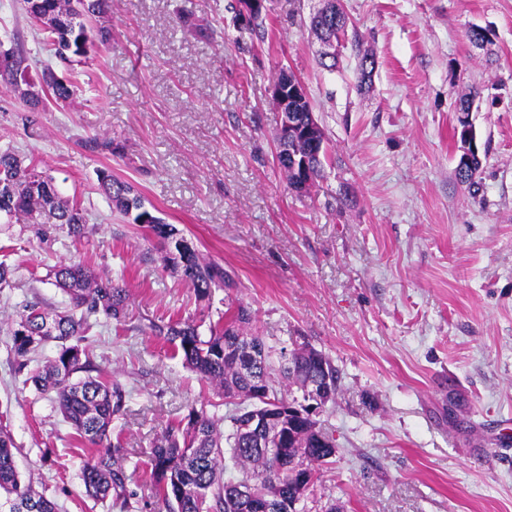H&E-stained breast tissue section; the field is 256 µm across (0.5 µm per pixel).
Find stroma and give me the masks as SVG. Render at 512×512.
<instances>
[{
    "label": "stroma",
    "instance_id": "35a3bbf8",
    "mask_svg": "<svg viewBox=\"0 0 512 512\" xmlns=\"http://www.w3.org/2000/svg\"><path fill=\"white\" fill-rule=\"evenodd\" d=\"M229 0H111L110 43L73 63L75 98L31 113L0 88V149L14 148L86 211L84 237L0 223V426L24 479L61 512H162L149 444L212 390L149 321L200 315L193 291L162 268L138 226L98 189L110 168L240 284L250 327L280 349L306 337L336 368V396L316 415L336 453L306 512H512V0H342L357 40L320 66L309 18L320 0H268L264 34L237 28ZM205 21L188 31L183 15ZM491 29L474 47L472 26ZM0 46L30 82L54 64L21 0H0ZM377 65L357 89L359 55ZM305 86L330 157L307 192L276 160L279 68ZM475 92L482 189L455 177L456 102ZM93 136L115 155L85 147ZM80 261L123 279L124 323L89 333L94 361L130 390L112 425L128 452V507L97 503L80 479L70 425L15 375L11 317L21 303L62 305L49 269Z\"/></svg>",
    "mask_w": 512,
    "mask_h": 512
}]
</instances>
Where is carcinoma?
<instances>
[{
  "instance_id": "cac0c4a2",
  "label": "carcinoma",
  "mask_w": 512,
  "mask_h": 512,
  "mask_svg": "<svg viewBox=\"0 0 512 512\" xmlns=\"http://www.w3.org/2000/svg\"><path fill=\"white\" fill-rule=\"evenodd\" d=\"M241 2L230 5L233 20L240 28L254 29L263 15L241 20ZM35 22L41 43L54 50L55 58L69 67L108 41L109 31L94 25L108 8V0H42L52 15V23L40 24L32 0H23ZM349 18L340 5L328 12L318 11L311 30L322 42L339 41L348 35ZM22 58L0 70V82L19 91L18 75ZM376 60L365 53L359 61V86L371 81ZM47 85L45 97L67 103L75 94L69 77L56 81L53 70L42 74ZM313 107L303 95L288 103V121L301 129L312 123ZM85 146L94 151L116 154L120 147L112 139L93 137ZM288 186L296 192L320 176L326 149H313L307 142L290 141L288 151H278ZM482 162L456 167V178L479 191ZM37 165L25 163L11 149L0 151V217L11 224H65L68 234L79 239L86 234L85 210L74 200L62 198L51 176L32 180ZM98 184L112 211L127 224L147 231L161 246L163 268L177 275L192 288L196 300L210 303L215 291L235 290L238 283L224 267L205 258L172 224L146 205L142 194L129 182L107 168L96 172ZM52 285L70 298V307L56 311L38 301L27 302L12 316V350L16 372L26 373L25 382L48 398L71 425L77 441L86 447L81 459L80 477L85 494L95 502L112 500L128 506L129 476L123 465L125 449L109 441L112 422L124 415L127 392L114 377L101 372L91 359L87 333L100 319L121 323L126 320L130 291L112 278L93 274L81 262H60L50 270ZM251 315L242 302H231L224 321L209 326V335L200 333L201 324L187 317L167 324L146 325L151 335L163 339L180 355L182 364L234 406L228 418L229 432L218 427V420L207 406H192L186 424L170 426L151 446L149 465L154 494L166 512H238V498L246 489L255 495L288 497L302 501L315 474L332 458L334 439L323 432L314 419L288 418V442H259L244 434L240 423L254 412H276L296 401L292 390L305 391V383L320 382L336 395V369L329 358L299 336L288 352V363L275 364L272 351L258 336L248 333ZM239 336L249 338L254 347L265 350V357L245 374L244 354L234 345ZM53 342L56 355L31 370V354ZM263 390L257 394V390ZM18 448L9 432L0 427V512H59L58 504L22 480L16 464Z\"/></svg>"
}]
</instances>
